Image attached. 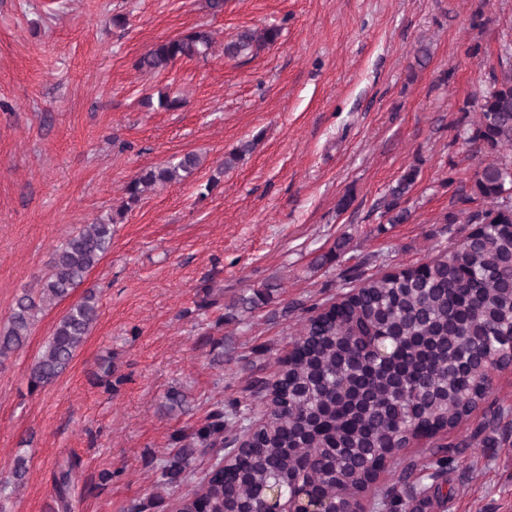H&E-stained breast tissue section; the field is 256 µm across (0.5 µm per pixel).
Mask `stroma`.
<instances>
[{
	"label": "stroma",
	"mask_w": 512,
	"mask_h": 512,
	"mask_svg": "<svg viewBox=\"0 0 512 512\" xmlns=\"http://www.w3.org/2000/svg\"><path fill=\"white\" fill-rule=\"evenodd\" d=\"M270 25L275 46L225 57V40ZM197 26L215 39L207 57L136 69ZM510 40L512 0H224L218 12L208 0H0V327L75 230L117 219L83 284L98 320L65 372L30 387L67 299L0 359V480L28 459L0 512H126L151 499L154 461L211 410L236 399L261 418L252 367L274 376L306 306L464 240L482 156L458 128L477 120L464 105ZM161 91L183 106H143ZM252 138L254 151L201 196L225 153ZM187 152L201 168L124 210L127 182ZM411 169V217L387 223L384 197ZM269 282L271 303L227 309ZM497 407L512 410V373H494L485 405L442 436L454 462L433 512H512V436L492 447L493 430L475 432Z\"/></svg>",
	"instance_id": "obj_1"
}]
</instances>
